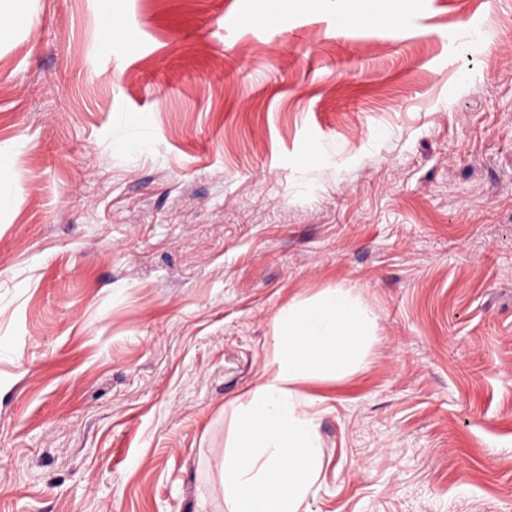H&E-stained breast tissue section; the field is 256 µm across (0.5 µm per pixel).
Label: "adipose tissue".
I'll return each instance as SVG.
<instances>
[{"mask_svg": "<svg viewBox=\"0 0 512 512\" xmlns=\"http://www.w3.org/2000/svg\"><path fill=\"white\" fill-rule=\"evenodd\" d=\"M259 383L234 413L219 480L227 512H308L323 468L313 384L347 380L376 340L374 318L352 289L288 303Z\"/></svg>", "mask_w": 512, "mask_h": 512, "instance_id": "ef3b65f1", "label": "adipose tissue"}]
</instances>
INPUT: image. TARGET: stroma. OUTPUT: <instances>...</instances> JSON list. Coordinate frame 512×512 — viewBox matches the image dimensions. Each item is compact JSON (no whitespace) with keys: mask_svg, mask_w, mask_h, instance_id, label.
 <instances>
[{"mask_svg":"<svg viewBox=\"0 0 512 512\" xmlns=\"http://www.w3.org/2000/svg\"><path fill=\"white\" fill-rule=\"evenodd\" d=\"M256 3L0 0V512H225L278 310L339 285L377 342L309 512H512V0Z\"/></svg>","mask_w":512,"mask_h":512,"instance_id":"stroma-1","label":"stroma"}]
</instances>
